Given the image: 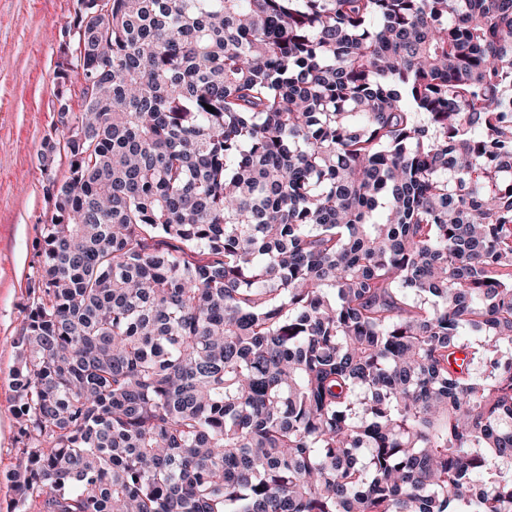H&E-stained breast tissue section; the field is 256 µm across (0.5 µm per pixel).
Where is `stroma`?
I'll use <instances>...</instances> for the list:
<instances>
[{"mask_svg": "<svg viewBox=\"0 0 512 512\" xmlns=\"http://www.w3.org/2000/svg\"><path fill=\"white\" fill-rule=\"evenodd\" d=\"M73 0H0V512H10L16 442L12 371L50 214L42 188L43 141L53 123L54 70Z\"/></svg>", "mask_w": 512, "mask_h": 512, "instance_id": "stroma-1", "label": "stroma"}]
</instances>
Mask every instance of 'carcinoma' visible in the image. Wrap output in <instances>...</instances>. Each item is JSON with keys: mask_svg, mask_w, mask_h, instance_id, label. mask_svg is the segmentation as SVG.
<instances>
[{"mask_svg": "<svg viewBox=\"0 0 512 512\" xmlns=\"http://www.w3.org/2000/svg\"><path fill=\"white\" fill-rule=\"evenodd\" d=\"M55 79L13 512H512V0H75Z\"/></svg>", "mask_w": 512, "mask_h": 512, "instance_id": "carcinoma-1", "label": "carcinoma"}]
</instances>
